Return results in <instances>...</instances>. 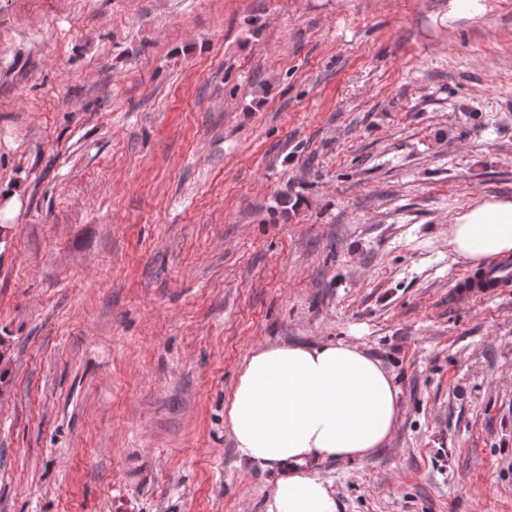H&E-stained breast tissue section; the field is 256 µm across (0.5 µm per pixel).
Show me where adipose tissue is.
<instances>
[{"label": "adipose tissue", "instance_id": "ef3b65f1", "mask_svg": "<svg viewBox=\"0 0 512 512\" xmlns=\"http://www.w3.org/2000/svg\"><path fill=\"white\" fill-rule=\"evenodd\" d=\"M448 239L476 264L512 256V200L463 210ZM225 415L242 459L286 470L267 512H338L331 482L309 463L362 459L386 446L400 418L399 390L378 361L350 343L273 346L251 354Z\"/></svg>", "mask_w": 512, "mask_h": 512}]
</instances>
